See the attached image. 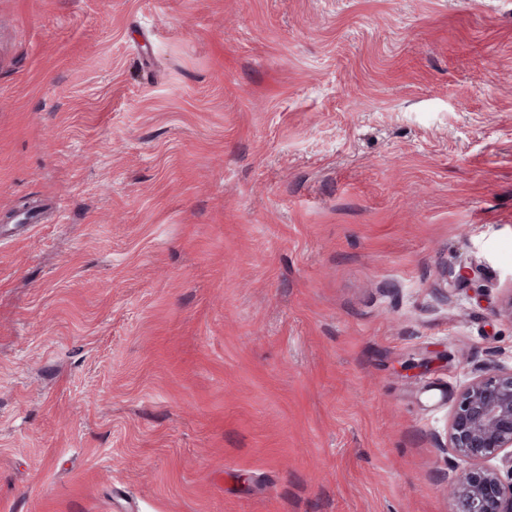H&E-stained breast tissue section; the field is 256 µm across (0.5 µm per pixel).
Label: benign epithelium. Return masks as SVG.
<instances>
[{"instance_id":"1","label":"benign epithelium","mask_w":512,"mask_h":512,"mask_svg":"<svg viewBox=\"0 0 512 512\" xmlns=\"http://www.w3.org/2000/svg\"><path fill=\"white\" fill-rule=\"evenodd\" d=\"M446 449L469 463L448 487L451 512H512V469L488 465L512 460V368L492 367L458 394Z\"/></svg>"}]
</instances>
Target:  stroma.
<instances>
[{"mask_svg":"<svg viewBox=\"0 0 512 512\" xmlns=\"http://www.w3.org/2000/svg\"><path fill=\"white\" fill-rule=\"evenodd\" d=\"M511 297L512 0H0V512H450Z\"/></svg>","mask_w":512,"mask_h":512,"instance_id":"stroma-1","label":"stroma"}]
</instances>
